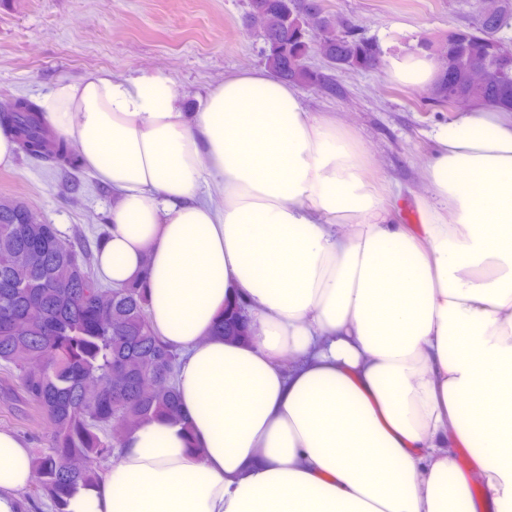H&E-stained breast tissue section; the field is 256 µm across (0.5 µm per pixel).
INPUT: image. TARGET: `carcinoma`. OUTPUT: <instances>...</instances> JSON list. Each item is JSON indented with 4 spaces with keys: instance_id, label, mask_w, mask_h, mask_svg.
Returning <instances> with one entry per match:
<instances>
[{
    "instance_id": "obj_1",
    "label": "carcinoma",
    "mask_w": 512,
    "mask_h": 512,
    "mask_svg": "<svg viewBox=\"0 0 512 512\" xmlns=\"http://www.w3.org/2000/svg\"><path fill=\"white\" fill-rule=\"evenodd\" d=\"M249 19L266 26V66L300 86L336 93L330 78L307 66L318 46L312 28L326 31L323 49L340 71L378 65L370 42L353 34L336 38L324 10L311 17L291 11L290 0H252ZM499 14L480 12L476 27L426 43L442 62L459 66L494 60L512 30V0ZM499 84L462 89L476 102L495 101L512 109V65ZM20 151L51 168L77 171L78 153L47 124L41 108L20 98L0 112ZM43 241L40 255L29 245ZM54 326L48 334L43 323ZM222 333L246 341L250 330L238 312L222 320ZM178 354L154 333L148 297L140 279L108 288L98 278L92 253L43 223L24 204L0 198V368L20 373L25 398L53 425L52 447L34 456L38 492L54 512L101 477L124 434L146 422L181 421L175 385Z\"/></svg>"
}]
</instances>
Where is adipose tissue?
<instances>
[{
  "label": "adipose tissue",
  "instance_id": "obj_1",
  "mask_svg": "<svg viewBox=\"0 0 512 512\" xmlns=\"http://www.w3.org/2000/svg\"><path fill=\"white\" fill-rule=\"evenodd\" d=\"M388 75L424 89L422 53ZM45 120L111 188L100 276L145 277L183 426L130 432L69 512H512V110L433 128L420 224L357 135L269 69L189 108L173 76L59 81ZM238 303L248 341L215 333ZM471 448L473 497L448 447ZM33 453L0 429V512Z\"/></svg>",
  "mask_w": 512,
  "mask_h": 512
}]
</instances>
